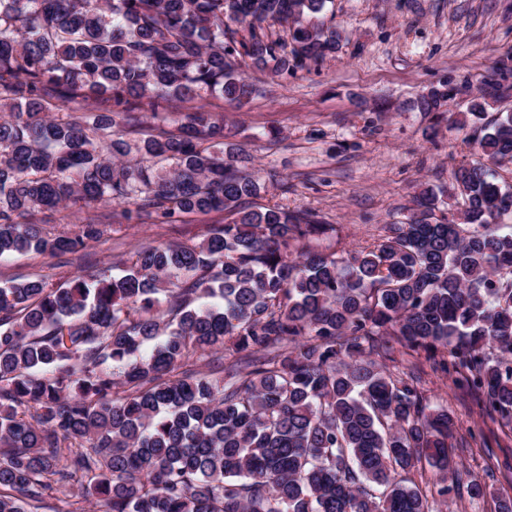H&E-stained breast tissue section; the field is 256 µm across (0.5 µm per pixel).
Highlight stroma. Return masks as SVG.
Here are the masks:
<instances>
[{
	"label": "stroma",
	"instance_id": "1",
	"mask_svg": "<svg viewBox=\"0 0 512 512\" xmlns=\"http://www.w3.org/2000/svg\"><path fill=\"white\" fill-rule=\"evenodd\" d=\"M321 19L342 33L335 54L285 79L246 70L257 89L246 104L220 96L205 101L224 120L225 148L249 156L245 171L262 185L253 205L316 212L331 230L315 248L338 253L405 222L428 187L444 190L438 206L458 218L462 201L448 192L451 173L476 159L466 145L473 129L459 119L479 93V76L512 61V0H328ZM446 82L461 91L437 121L416 101ZM195 108L172 101L156 115L137 110L119 130L137 140L174 131ZM119 210L112 204L36 213L34 223L52 233L88 222L110 229L79 257L29 251L1 260L0 283L39 277L57 287L88 266L118 275L140 246L198 242L228 220L211 212L172 224L152 215L128 224L118 220ZM418 362L427 404L447 409L455 455L487 490L473 498L457 488L447 512H496L499 501L512 500V429L458 385V370L433 369L423 356Z\"/></svg>",
	"mask_w": 512,
	"mask_h": 512
}]
</instances>
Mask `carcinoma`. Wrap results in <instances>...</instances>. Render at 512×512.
<instances>
[{
	"mask_svg": "<svg viewBox=\"0 0 512 512\" xmlns=\"http://www.w3.org/2000/svg\"><path fill=\"white\" fill-rule=\"evenodd\" d=\"M327 0H0V258L76 254L107 232L49 234L21 219L117 202L138 224L226 212L192 245L138 249L121 276L91 271L49 288L0 284V512H439L409 474L462 479L445 410L417 377L372 358L423 352L512 426V186L481 161L453 171L461 221L420 192L407 222L341 254L308 247L312 211L246 206L260 182L224 161V120L202 107L175 132L133 144L118 113L54 101L248 102L250 64L274 77L334 54ZM247 35L237 40L228 22ZM291 23V52L262 34ZM468 109L512 89L482 80ZM460 89L418 101L441 114ZM476 154L512 162V113L477 127ZM146 357L144 346L156 339ZM238 355L223 378L171 373L200 353ZM447 350L452 362L437 359Z\"/></svg>",
	"mask_w": 512,
	"mask_h": 512,
	"instance_id": "cac0c4a2",
	"label": "carcinoma"
}]
</instances>
